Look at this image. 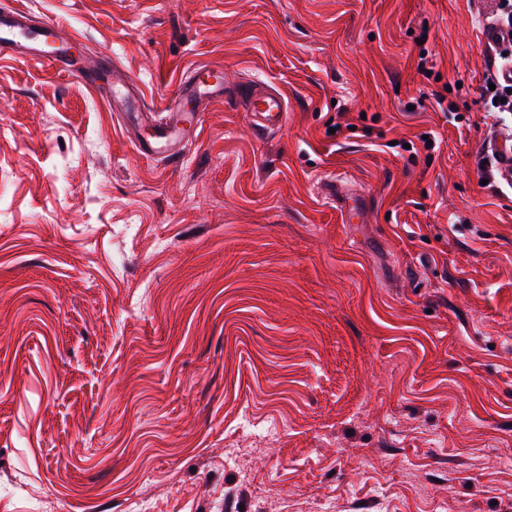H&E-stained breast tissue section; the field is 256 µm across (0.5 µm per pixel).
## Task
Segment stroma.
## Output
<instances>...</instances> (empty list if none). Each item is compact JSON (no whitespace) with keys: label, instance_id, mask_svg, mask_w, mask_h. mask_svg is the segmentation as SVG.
<instances>
[{"label":"stroma","instance_id":"1","mask_svg":"<svg viewBox=\"0 0 512 512\" xmlns=\"http://www.w3.org/2000/svg\"><path fill=\"white\" fill-rule=\"evenodd\" d=\"M9 5L154 110L201 64L230 93L146 158L0 58V512H512V187L476 168L512 0ZM238 95L245 101L247 112L256 113L261 127L283 126L288 111L285 100L279 93L269 92L262 87H254L241 90Z\"/></svg>","mask_w":512,"mask_h":512}]
</instances>
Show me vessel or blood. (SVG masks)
Wrapping results in <instances>:
<instances>
[{
  "label": "vessel or blood",
  "mask_w": 512,
  "mask_h": 512,
  "mask_svg": "<svg viewBox=\"0 0 512 512\" xmlns=\"http://www.w3.org/2000/svg\"><path fill=\"white\" fill-rule=\"evenodd\" d=\"M0 56L39 59L60 72L77 75L95 91L105 92L109 106L120 120L151 126V137L137 143L139 151L147 157L172 152L191 129L196 111L209 99L226 92L223 67L199 66L179 83L166 109L165 122L152 125L139 105L138 88L123 69L114 65L111 56L86 55L84 42L77 35L59 41L54 22L34 23L23 9L0 11ZM239 96L247 111L256 114L261 127L283 126L287 106L281 95L254 87L241 90Z\"/></svg>",
  "instance_id": "1"
}]
</instances>
